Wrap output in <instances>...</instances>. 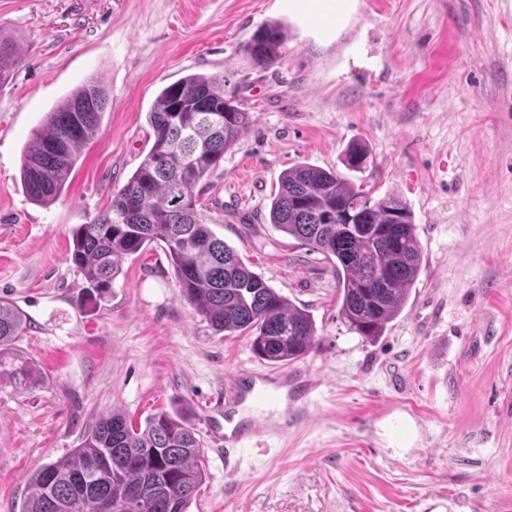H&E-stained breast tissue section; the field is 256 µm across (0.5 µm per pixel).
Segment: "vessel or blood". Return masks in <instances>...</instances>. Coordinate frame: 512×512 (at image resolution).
Listing matches in <instances>:
<instances>
[{
  "label": "vessel or blood",
  "instance_id": "1",
  "mask_svg": "<svg viewBox=\"0 0 512 512\" xmlns=\"http://www.w3.org/2000/svg\"><path fill=\"white\" fill-rule=\"evenodd\" d=\"M315 388L316 383L310 375L298 370L283 371L273 376L244 371L231 378L224 402L228 405L248 402L260 406L268 403L274 390L290 392L294 400L305 401ZM288 424V417L284 414L276 418L268 416L260 421L249 419L212 430L211 437L214 442L224 444L226 453L230 454L250 445L259 436L287 434Z\"/></svg>",
  "mask_w": 512,
  "mask_h": 512
}]
</instances>
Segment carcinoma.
Here are the masks:
<instances>
[{"instance_id": "cac0c4a2", "label": "carcinoma", "mask_w": 512, "mask_h": 512, "mask_svg": "<svg viewBox=\"0 0 512 512\" xmlns=\"http://www.w3.org/2000/svg\"><path fill=\"white\" fill-rule=\"evenodd\" d=\"M284 29L270 23L246 43L252 63L278 59ZM21 62L14 39L0 35V84ZM109 105L90 80L47 112L21 157L20 180L42 206L64 193L82 149L101 132ZM154 140L112 204L72 230L70 260L90 292L107 299L123 258L155 243L171 264L176 286L216 336L247 333L253 353L272 365L305 357L317 343L311 314L289 302L216 237L197 202L207 178L252 123V113L224 76L192 73L165 86L147 112ZM367 148L351 144L343 164L366 165ZM269 223L322 253L337 279L339 314L368 341L384 335L405 307L423 255L413 213L403 198L375 199L336 169L301 162L285 170L271 199ZM26 319L0 299V366ZM202 442L182 416L158 412L136 421L121 411L101 415L78 447L37 469L22 512H187L203 479ZM137 490L146 492L135 500Z\"/></svg>"}]
</instances>
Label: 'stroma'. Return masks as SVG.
Segmentation results:
<instances>
[{
    "instance_id": "obj_1",
    "label": "stroma",
    "mask_w": 512,
    "mask_h": 512,
    "mask_svg": "<svg viewBox=\"0 0 512 512\" xmlns=\"http://www.w3.org/2000/svg\"><path fill=\"white\" fill-rule=\"evenodd\" d=\"M281 23L271 66L244 45ZM22 59L0 86V298L28 324L0 374V512L76 448L102 413L180 412L203 444L187 512H512V0H0ZM190 73L224 76L253 114L203 193L202 212L278 293L308 310L318 382L306 419L225 464L209 437L232 375L269 371L244 333L214 335L162 247L126 257L96 301L71 230L107 210L151 146L147 114ZM90 80L112 102L63 195L20 182L32 130ZM414 212L424 261L380 339L350 332L319 252L268 222L280 174L341 168Z\"/></svg>"
}]
</instances>
